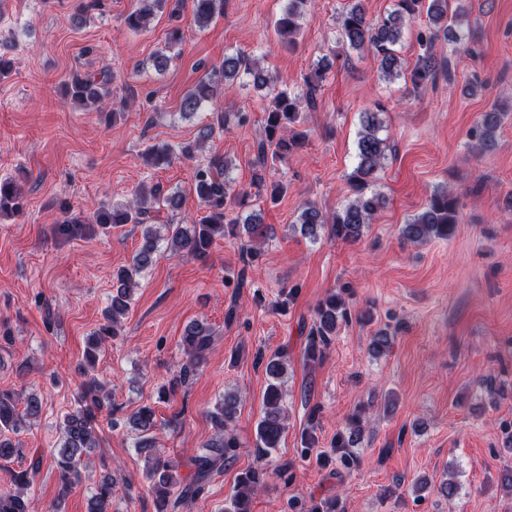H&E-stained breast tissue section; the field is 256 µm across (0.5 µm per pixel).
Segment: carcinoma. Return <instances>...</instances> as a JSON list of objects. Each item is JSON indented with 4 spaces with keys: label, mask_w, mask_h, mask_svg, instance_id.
Listing matches in <instances>:
<instances>
[{
    "label": "carcinoma",
    "mask_w": 512,
    "mask_h": 512,
    "mask_svg": "<svg viewBox=\"0 0 512 512\" xmlns=\"http://www.w3.org/2000/svg\"><path fill=\"white\" fill-rule=\"evenodd\" d=\"M173 4L171 14L180 13L183 0H137V7L126 16L127 27L142 31L150 24L151 18L167 4ZM307 0H287L282 15L277 20L276 29L282 41L292 45L293 37L301 28L300 18L305 13ZM224 14V0H193L194 22L204 27L217 15ZM426 15L428 23L417 34L422 54L410 70L405 72L398 56L405 28L414 19ZM464 15L463 7L448 14V0H394L392 9L386 15L371 22L366 18L360 2H355L337 18L339 40L356 51L365 50L378 62L385 77L398 79L409 74L411 84L425 87L436 81L438 74L447 68V61L438 58L434 47L440 36H448L453 31L448 19ZM330 61L322 57L303 78V85L295 93L281 90L271 97L264 108L263 138L258 142L253 159L254 181L261 185L266 182L265 173L268 161H282L301 147L306 136L294 130L299 120L300 108H310L329 70ZM250 76L253 83L270 89L272 79L259 66V61L240 52L224 54V62L212 66L193 89L187 92L180 103L184 117L197 114L203 104L211 100L223 87H233L241 75ZM111 78L75 72L65 88V101L72 106H108ZM504 113L493 108L485 113L470 131L477 151L488 150L495 143L497 130L501 126ZM245 122L240 112H218L215 119L198 130L197 138L174 150L168 145L153 146L145 153L146 165L161 168L170 165L177 157L187 160L196 158L203 151L205 141L212 137L216 129L228 128L231 122ZM382 121L377 112H365L361 119V130L357 140V164L349 177L355 197L332 215L324 214L313 203L303 205L297 216V223L303 236L317 241L319 232L328 228L332 239L356 240L363 229L371 223L374 215L386 204L385 197L375 191H368L372 181L383 168L387 153L392 146L387 138L380 135ZM231 166L224 156L214 154L197 163L192 174L191 188L198 197L202 212L190 224H166L156 227L161 209L174 213L182 208L183 197L180 191H171L160 183L150 188L142 186L134 191L125 204L110 208L102 207L91 217L70 216L60 224V230L77 235L85 224H98L106 229L113 224H135L142 227L140 245L131 263L119 269L113 277V291L110 304L105 310L101 327L94 332L85 359L88 365L95 364L103 344L117 336V326L129 311L132 288L136 279L150 270L158 260L162 250L194 259L208 258L214 242L218 239L236 238L245 232L250 240L259 241L267 237V229L252 211L243 214L249 195L245 191L233 189L230 177ZM10 206L20 210L23 206L22 188L17 179L10 175L0 177V211ZM458 224V200L448 188L431 194L424 209L401 227V236L417 243L432 238L448 240L453 237ZM352 319V308L345 297L336 292L328 294L315 307L312 324L306 337L303 358L309 362L321 361L326 351L336 339L338 325ZM213 334L201 321L190 323L182 336L183 363L179 375L160 388V393H173L183 387L205 364L213 348ZM254 364L264 369L268 379L264 393L263 416L256 425L254 465L242 471L238 477L235 492L229 500L226 512H251L252 496L266 484L271 474L283 477L288 472V464L283 463L270 472L267 459L280 446L286 430V407L284 375L288 366V350H276L270 354L257 350ZM102 407L100 387L92 377L83 386L78 398V407L63 420L62 442L52 455L61 490L66 491L82 478L81 469L91 462L96 448L100 447L97 430V411ZM241 407V400L235 393H226L210 414L215 430L214 435L200 452L191 458L193 474L185 479L178 477L179 464L155 453L156 427L155 412L149 405L141 406L128 418L130 427L138 432L135 447L148 462L146 478L156 488L155 512H178L187 501L200 494L211 475L224 468V464L234 461L239 454L241 443L235 432V423ZM42 402L38 395H20L13 391L0 390V462L8 463L17 452V440L26 419L39 415ZM366 407L358 406L348 418L346 428L336 432L330 443V455L340 469L349 472L356 468L359 456L353 450V437L362 433ZM42 459H37L23 470H11V488L0 491V512H32L25 494L27 486L39 472ZM111 471L100 475L96 492L89 499L87 512H112ZM304 512H341L339 500L335 496L311 499Z\"/></svg>",
    "instance_id": "1"
}]
</instances>
